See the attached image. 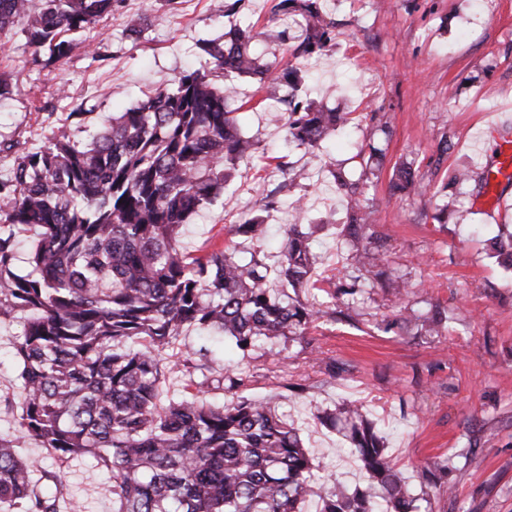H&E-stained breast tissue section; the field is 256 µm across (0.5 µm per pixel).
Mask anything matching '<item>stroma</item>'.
Instances as JSON below:
<instances>
[{
    "label": "stroma",
    "instance_id": "stroma-1",
    "mask_svg": "<svg viewBox=\"0 0 512 512\" xmlns=\"http://www.w3.org/2000/svg\"><path fill=\"white\" fill-rule=\"evenodd\" d=\"M276 2L246 0L243 13L228 17L224 0H119L60 61L29 47L22 25L0 33V79L11 86L0 97V179L51 138L84 143L114 113L173 86L183 72L223 85L201 45L233 26L259 32L255 48L264 61L281 59L285 38L298 29L274 13ZM324 8L336 24V45L298 65L309 97L351 113V122L309 152L287 140L286 89L238 78L232 105L254 149L226 190L183 225L181 245L195 256L231 245L247 258L249 244H238L230 228L266 207L265 250L283 241L294 221L315 225L317 273L337 278L348 254L341 235L346 200L329 171L341 166L352 179H366L363 204L388 251L359 281L357 315L323 317L280 353L256 350L236 389L207 379L238 367L231 346L184 330L168 355L159 399L265 401L299 429L319 462L315 484L333 480L350 491L364 487L366 475L343 435L315 412L352 401L415 494L414 512H512V271L492 258L489 243L499 227L512 226V184L494 193L483 181L500 141L512 140V0H324ZM131 15L143 20L134 33L126 26ZM370 147L379 160L368 177L356 154ZM279 156L305 171L300 185L277 168ZM404 162L427 186L425 195L393 192L392 173ZM459 169L472 177L457 185L451 175ZM439 199L448 204L441 223L432 218ZM481 203L492 216L478 213ZM397 282L412 287L407 304L416 313L444 311L447 330L383 331L381 319L398 306ZM23 322L20 312L0 316V437L7 440L17 435L25 399L12 345ZM202 347L210 351L203 366L185 368L188 353ZM18 453L33 463L31 490L55 498L58 512H114L112 480L92 459L61 468L30 440ZM439 455L453 459L446 482L454 491L421 497V471Z\"/></svg>",
    "mask_w": 512,
    "mask_h": 512
}]
</instances>
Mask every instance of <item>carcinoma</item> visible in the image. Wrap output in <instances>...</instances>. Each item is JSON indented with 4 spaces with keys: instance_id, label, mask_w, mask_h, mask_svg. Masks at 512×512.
<instances>
[{
    "instance_id": "1",
    "label": "carcinoma",
    "mask_w": 512,
    "mask_h": 512,
    "mask_svg": "<svg viewBox=\"0 0 512 512\" xmlns=\"http://www.w3.org/2000/svg\"><path fill=\"white\" fill-rule=\"evenodd\" d=\"M118 0H0V31L25 21L27 43L61 60L75 35L99 23ZM276 11L301 17V34L288 59L272 66L252 49L258 34L232 29L205 48L224 73V88L199 71L158 88L78 147L53 138L29 152L0 183V315L27 314L13 347L27 393L18 418L20 437L37 441L63 468L90 456L112 475L115 512H301L318 498V512H409L410 490L391 466L383 440L361 407L342 401L317 410L325 426L344 430L362 469L364 488L315 489L314 457L298 430L276 410L251 399L214 406L196 398L159 404L166 351L181 330L195 326L227 339L241 358L273 339L295 341L327 315L310 290L315 263L308 236L291 224L269 258L253 251L247 263L226 247L192 257L180 245L183 224L211 202L231 177V165L253 144L228 110L232 80L275 71L298 89L294 61L320 55L336 39L322 0H278ZM287 137L315 150L350 120L304 96L287 100ZM348 200L344 235L350 272H371L383 260L378 236L362 204L365 184L332 172ZM392 189L418 193L408 165ZM255 216L230 233L251 242L264 234ZM39 229L30 270L13 268V227ZM493 257L512 269V249L492 240ZM437 311L422 317L400 307L394 325L445 328ZM448 457L431 461L423 494ZM30 465L15 442L0 438V509L56 512L55 500L30 493Z\"/></svg>"
}]
</instances>
